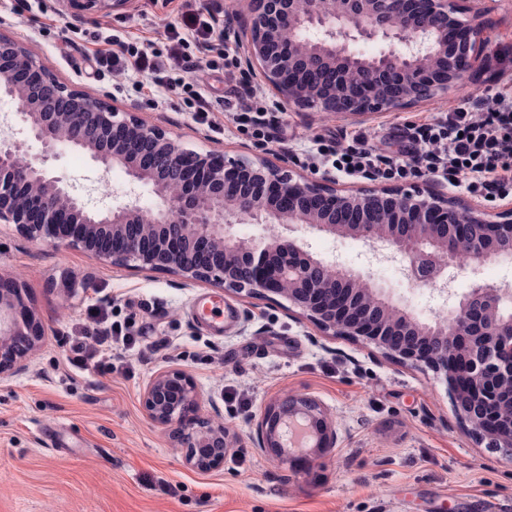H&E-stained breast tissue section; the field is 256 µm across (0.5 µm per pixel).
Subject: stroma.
<instances>
[{"instance_id": "stroma-1", "label": "stroma", "mask_w": 512, "mask_h": 512, "mask_svg": "<svg viewBox=\"0 0 512 512\" xmlns=\"http://www.w3.org/2000/svg\"><path fill=\"white\" fill-rule=\"evenodd\" d=\"M480 6L490 31L483 70L466 89L357 117L278 109L259 69L241 61L235 35L244 29V0H131L94 15L75 14L61 0H0V37L18 41L62 84L137 113L184 148L284 159L294 176L318 177L327 168L308 157L314 138L363 133L381 148L405 122L512 88V0ZM197 12L217 20L220 34L204 51L187 43L200 68L171 71V87L136 70L93 73L108 35L163 59L171 27ZM241 86L254 91V106L278 113L277 129L260 134L233 121L224 97ZM202 96L215 107L205 119L196 112ZM47 168L84 196L93 183L108 182L111 204L132 193L144 207L161 203L152 185L131 184L124 168L103 170L84 151L62 149ZM289 234L314 255L360 272L420 320L447 307L437 290L410 284L399 262L373 257L360 241L301 224ZM0 276L21 279L45 328L25 369L0 379V512H512V462L460 422L442 380L323 331L282 297L114 266L1 223ZM476 283L512 285V258L458 272L452 289L460 295ZM205 298L236 311L222 335L197 314ZM97 312L134 338L115 346L108 375L69 361ZM171 369L193 379L201 415L228 429L233 448L222 467L190 466L168 430L147 417L143 393ZM290 393L314 397L336 430L335 447L307 469L251 441L264 407Z\"/></svg>"}]
</instances>
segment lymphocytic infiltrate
<instances>
[{
    "label": "lymphocytic infiltrate",
    "mask_w": 512,
    "mask_h": 512,
    "mask_svg": "<svg viewBox=\"0 0 512 512\" xmlns=\"http://www.w3.org/2000/svg\"><path fill=\"white\" fill-rule=\"evenodd\" d=\"M169 65L152 60L145 50L114 39L111 51L99 54L97 65L114 75L130 69L149 70L164 80L167 67L193 72L199 64L183 52L186 37L172 30ZM392 148H376L366 136L354 144H319L318 154L340 172L370 180H390L420 172L463 187L493 202L512 197V91H498L482 111L457 107L424 122H407L393 132ZM115 329L97 325L93 335L74 346L73 364L112 371V348L119 343Z\"/></svg>",
    "instance_id": "lymphocytic-infiltrate-1"
}]
</instances>
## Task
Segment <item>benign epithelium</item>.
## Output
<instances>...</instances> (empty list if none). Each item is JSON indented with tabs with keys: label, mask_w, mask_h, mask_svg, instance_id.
Instances as JSON below:
<instances>
[{
	"label": "benign epithelium",
	"mask_w": 512,
	"mask_h": 512,
	"mask_svg": "<svg viewBox=\"0 0 512 512\" xmlns=\"http://www.w3.org/2000/svg\"><path fill=\"white\" fill-rule=\"evenodd\" d=\"M78 13H107L131 0H63ZM475 0H248L244 62L258 66L278 107L336 115L393 112L467 85L482 55L480 13L459 18ZM466 37L448 44V24ZM0 96L20 104L41 153L0 134V222L50 244L81 246L111 264L173 271L232 291L272 293L300 308L323 330L363 340L385 354L444 376L455 411L490 448L512 460V287L477 284L456 304L422 322L391 302L360 273L316 258L296 238L275 230L261 248L233 237L242 219L275 227L304 224L353 237L374 256L398 259L404 276L452 295L454 272L512 257V210L492 215L457 197L383 187L342 192L335 179H296L264 160L205 155L180 148L167 132L133 112L119 113L53 80L20 44L0 38ZM90 153L109 170L123 167L150 183L158 210L137 200L94 209L45 168L57 150ZM42 324L15 278H0V377L21 372ZM143 405L160 426H176L186 462L222 466L227 430L197 416L193 380L171 369L144 391ZM317 427L315 455L336 444L321 404L306 394L272 403L256 429L257 447L279 459L285 420Z\"/></svg>",
	"instance_id": "benign-epithelium-1"
}]
</instances>
